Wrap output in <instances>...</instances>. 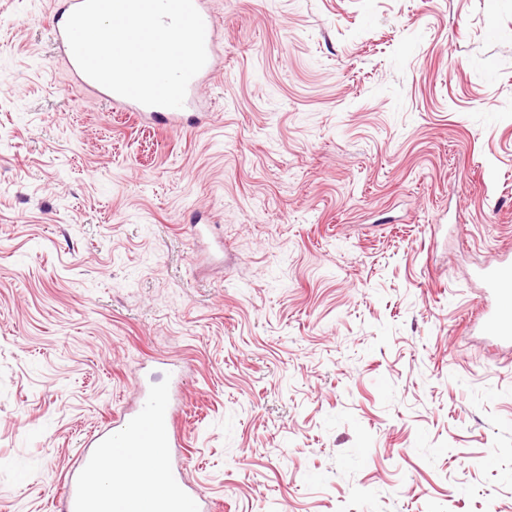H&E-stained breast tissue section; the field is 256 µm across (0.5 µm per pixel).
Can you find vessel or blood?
<instances>
[{"label":"vessel or blood","instance_id":"1","mask_svg":"<svg viewBox=\"0 0 512 512\" xmlns=\"http://www.w3.org/2000/svg\"><path fill=\"white\" fill-rule=\"evenodd\" d=\"M81 2L62 0L52 13L50 26L55 48L78 82L102 100L126 106L143 121L176 130L200 126L206 115L198 110L197 90L216 70L217 33L208 0H194L205 24L207 62L191 79L185 105L180 109L146 106L120 96L80 69L64 27ZM479 278L485 295L480 311L481 331L501 344L512 346V252H503L494 264L482 267ZM182 440L178 388L138 384L134 405L113 413L108 427L92 436L88 448L74 457L57 512H98L107 501L112 504V512H127L126 493L137 485L141 475L138 463L157 448L162 451L158 469L171 488V503L165 512H215L214 501L203 490L191 486L185 473L170 463V450L181 447Z\"/></svg>","mask_w":512,"mask_h":512}]
</instances>
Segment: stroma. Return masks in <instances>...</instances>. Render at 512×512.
<instances>
[{"mask_svg":"<svg viewBox=\"0 0 512 512\" xmlns=\"http://www.w3.org/2000/svg\"><path fill=\"white\" fill-rule=\"evenodd\" d=\"M55 7L0 0V512H54L179 361L217 512H512V350L470 326L512 249V0H211L178 131L74 82ZM82 0H63L52 13L50 34L57 52L62 56L68 65L72 75L87 89L95 93L104 101L119 103L126 106L137 116L149 123H154L169 129L182 130L200 126L206 119V112H196L198 110L197 90L202 81L216 70L215 45L217 39L214 17L208 8L207 0H194V5L201 14L205 24V47L207 52V62L205 66L190 81L185 99V105L181 109H173L157 106H145L132 99L120 96L88 77L78 66L71 48L69 46L66 34L65 23L70 14L80 6Z\"/></svg>","mask_w":512,"mask_h":512,"instance_id":"stroma-1","label":"stroma"}]
</instances>
